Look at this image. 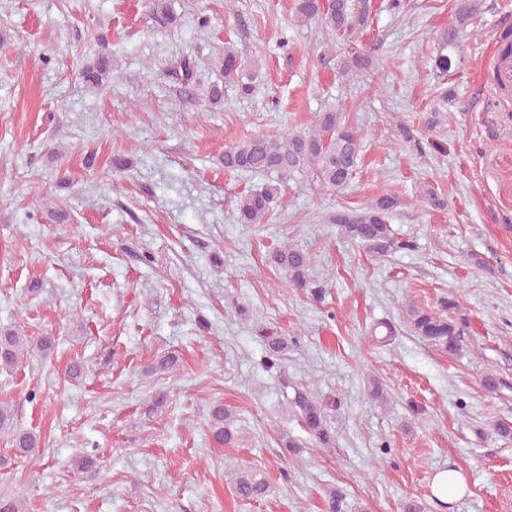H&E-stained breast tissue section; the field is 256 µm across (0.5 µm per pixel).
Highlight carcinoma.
<instances>
[{"label":"carcinoma","mask_w":512,"mask_h":512,"mask_svg":"<svg viewBox=\"0 0 512 512\" xmlns=\"http://www.w3.org/2000/svg\"><path fill=\"white\" fill-rule=\"evenodd\" d=\"M374 5L372 0H296L294 10L298 22L320 21L334 39L349 40L370 21ZM476 13L473 0H458L455 8V24L448 27V47L457 48L460 33L469 25ZM500 65L495 68L493 79L502 91L512 83L502 78V65L512 60V27L501 30L497 40ZM371 66L369 54L349 49L341 59L339 73L344 77H362ZM220 70L224 80L233 82L238 90L248 95L252 92L255 74L241 62L239 52L231 46L224 47L220 58ZM111 74L110 62L101 56L82 68L80 78L89 87L99 88ZM402 141L416 152L425 153L422 139L408 126L398 128ZM362 135L345 121L342 113L320 112L315 123L307 130L291 131L285 136L256 135L240 141L224 152V169L253 173L269 178L259 190L241 196L237 203V223L261 224L270 214L271 205L278 193V184L295 175L305 176L333 193L343 192L351 183L358 166ZM398 205L397 196L383 191L372 203L360 208L342 207L329 217L338 227L340 235L348 242L363 247L368 253L387 258L397 252L413 248L411 241L398 238L388 224L389 214ZM272 262L288 276L293 287L319 299L323 294L321 283L311 276L312 258L302 250L283 245L272 253ZM441 312L411 305L406 309L407 322L412 333L450 353L459 348L461 336L468 328V319L460 314V305L453 297L440 301ZM267 347L265 365H277L286 349L285 341L275 332L264 335ZM55 337L32 338L16 330H0V367L14 366L21 355L29 351L46 353L53 349ZM294 407L308 432L319 444L332 447L333 437L328 428V417L340 407L335 397H320L307 389L296 392ZM213 439L224 445L236 440L231 414L222 406H216L210 416ZM12 445L23 453H31L38 447L36 435L19 431L12 434ZM235 493L243 501L265 497L269 491L267 479L251 469L238 472Z\"/></svg>","instance_id":"carcinoma-1"}]
</instances>
